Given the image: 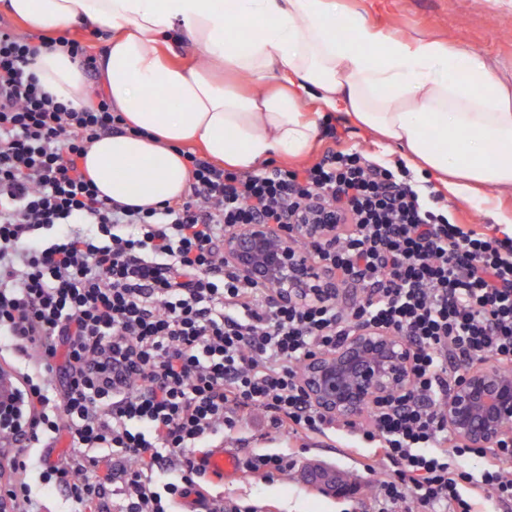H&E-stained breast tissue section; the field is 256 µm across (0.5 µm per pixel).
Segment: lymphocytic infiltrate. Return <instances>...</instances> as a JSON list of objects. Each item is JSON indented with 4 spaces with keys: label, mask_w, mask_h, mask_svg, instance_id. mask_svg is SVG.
Masks as SVG:
<instances>
[{
    "label": "lymphocytic infiltrate",
    "mask_w": 512,
    "mask_h": 512,
    "mask_svg": "<svg viewBox=\"0 0 512 512\" xmlns=\"http://www.w3.org/2000/svg\"><path fill=\"white\" fill-rule=\"evenodd\" d=\"M31 36L0 23V354L20 359L11 418L0 421V512H41L31 452L68 436L43 485L74 512H174L203 471L197 448L258 410L281 432L338 431L302 386L308 353L360 326L404 337L409 388L352 426L391 472L378 512L512 507V441L472 448L443 420L459 369L484 355L512 364V239L451 223L440 194L362 152L328 149L304 170H229L194 152L179 200L137 207L101 197L81 167L98 139L127 133L104 96L77 109L41 87ZM313 208L347 226L314 259L342 273L346 304L282 303L224 261V234ZM63 371L62 391L51 378ZM485 459L473 471L461 461ZM120 501H109L112 484Z\"/></svg>",
    "instance_id": "1"
}]
</instances>
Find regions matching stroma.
<instances>
[{"instance_id": "obj_1", "label": "stroma", "mask_w": 512, "mask_h": 512, "mask_svg": "<svg viewBox=\"0 0 512 512\" xmlns=\"http://www.w3.org/2000/svg\"><path fill=\"white\" fill-rule=\"evenodd\" d=\"M339 9L360 11L395 35H424L480 54L498 75L512 80V0H338ZM376 155L370 133L343 116L328 119L319 128L318 152L334 144ZM224 446L240 462L258 451L288 455L285 474L266 479L241 470L233 479L213 484V492L254 506L256 512H374L377 478L368 474L358 458L348 455L338 437L315 439L286 435L273 429L264 413L254 411L239 418ZM325 463L353 475L356 490L343 496L320 494L305 479L307 466Z\"/></svg>"}]
</instances>
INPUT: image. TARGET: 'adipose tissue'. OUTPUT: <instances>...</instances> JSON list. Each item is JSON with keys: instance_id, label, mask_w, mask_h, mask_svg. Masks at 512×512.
<instances>
[{"instance_id": "obj_1", "label": "adipose tissue", "mask_w": 512, "mask_h": 512, "mask_svg": "<svg viewBox=\"0 0 512 512\" xmlns=\"http://www.w3.org/2000/svg\"><path fill=\"white\" fill-rule=\"evenodd\" d=\"M34 30L104 28L96 80L141 135L102 137L82 168L101 194L154 206L180 199L191 174L181 148L261 169L310 157L319 122L339 112L401 149L447 201L473 203L512 233V82L479 55L403 38L336 0H0ZM33 70L53 97L89 103L83 69L63 49Z\"/></svg>"}]
</instances>
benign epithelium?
Listing matches in <instances>:
<instances>
[{"label":"benign epithelium","instance_id":"1","mask_svg":"<svg viewBox=\"0 0 512 512\" xmlns=\"http://www.w3.org/2000/svg\"><path fill=\"white\" fill-rule=\"evenodd\" d=\"M335 210L311 211L292 224H243L224 233V260L245 278L280 289V301L306 296L341 301L347 289L340 273L311 261L295 248L307 239L326 244L342 228ZM413 351L407 340L374 327H361L329 352L303 360L302 385L313 405L343 422L362 417L388 396L404 391ZM448 430L472 448H490L512 438V374L490 356L466 365L444 407ZM309 483L340 496L352 485L337 471L307 470Z\"/></svg>","mask_w":512,"mask_h":512}]
</instances>
